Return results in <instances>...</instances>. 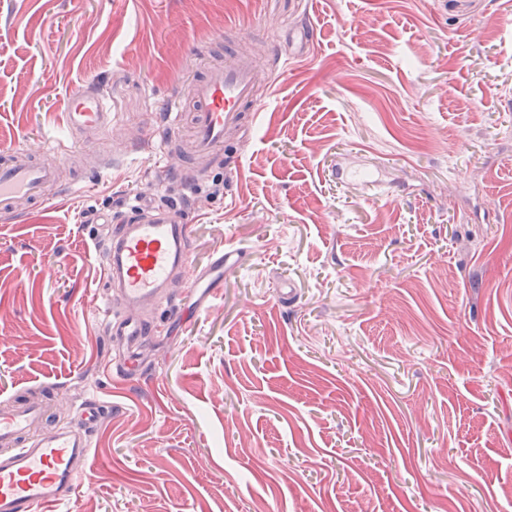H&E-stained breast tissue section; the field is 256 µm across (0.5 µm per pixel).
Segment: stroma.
Instances as JSON below:
<instances>
[{
	"mask_svg": "<svg viewBox=\"0 0 512 512\" xmlns=\"http://www.w3.org/2000/svg\"><path fill=\"white\" fill-rule=\"evenodd\" d=\"M228 29L272 84L195 176L164 114ZM92 84L119 137L67 133ZM62 143L105 166L0 215V401L112 406L56 512H512V0H0V149ZM151 192L243 259L124 380L85 220Z\"/></svg>",
	"mask_w": 512,
	"mask_h": 512,
	"instance_id": "obj_1",
	"label": "stroma"
}]
</instances>
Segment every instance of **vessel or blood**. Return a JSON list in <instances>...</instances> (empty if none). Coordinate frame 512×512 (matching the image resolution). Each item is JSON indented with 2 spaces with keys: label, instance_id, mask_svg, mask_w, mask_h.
<instances>
[{
  "label": "vessel or blood",
  "instance_id": "b4317fda",
  "mask_svg": "<svg viewBox=\"0 0 512 512\" xmlns=\"http://www.w3.org/2000/svg\"><path fill=\"white\" fill-rule=\"evenodd\" d=\"M260 65L247 50L233 46L224 56L211 55L192 67L182 91L172 97L167 127L188 128V157L203 161L215 157L232 135L257 111L256 88L265 81ZM70 133L111 132L112 121L98 91L88 87L67 103ZM64 170V159L51 152L18 158L0 156V212L10 213L16 201L30 205L49 201ZM115 229L107 244L112 254L103 274L107 288L103 322L116 335L135 342L154 334L161 319L133 320L117 315V307H136L160 299L172 278H188L195 293L216 298L212 272L234 269L240 251L225 247L212 270L191 268L185 249L189 226L180 209L154 199L137 200L114 216ZM104 415L100 401L87 402L78 411L76 427L48 425L43 400L15 397L0 404V512H53L69 501L78 488V476L90 470L92 435Z\"/></svg>",
  "mask_w": 512,
  "mask_h": 512
}]
</instances>
